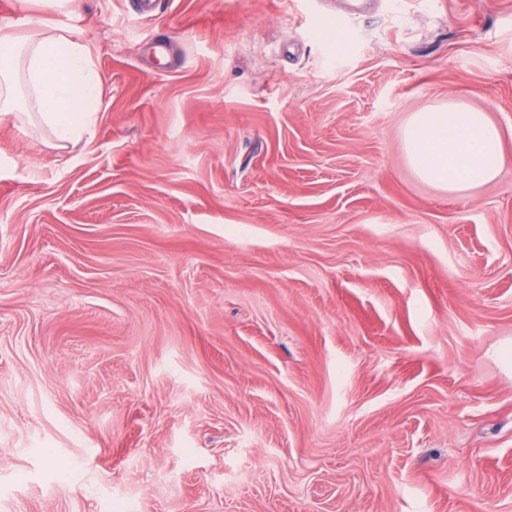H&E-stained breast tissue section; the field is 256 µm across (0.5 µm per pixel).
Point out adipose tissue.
Returning a JSON list of instances; mask_svg holds the SVG:
<instances>
[{
    "label": "adipose tissue",
    "instance_id": "obj_1",
    "mask_svg": "<svg viewBox=\"0 0 512 512\" xmlns=\"http://www.w3.org/2000/svg\"><path fill=\"white\" fill-rule=\"evenodd\" d=\"M20 81L61 146L81 140L102 106L104 76L88 46L48 21L27 37L0 33V123L17 117ZM404 149L420 178L452 192L494 180L507 162L500 132L486 114L455 103L415 113Z\"/></svg>",
    "mask_w": 512,
    "mask_h": 512
}]
</instances>
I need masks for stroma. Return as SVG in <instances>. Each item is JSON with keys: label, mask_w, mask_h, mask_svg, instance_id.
<instances>
[{"label": "stroma", "mask_w": 512, "mask_h": 512, "mask_svg": "<svg viewBox=\"0 0 512 512\" xmlns=\"http://www.w3.org/2000/svg\"><path fill=\"white\" fill-rule=\"evenodd\" d=\"M41 18L105 85L0 123V512H512V0ZM451 102L509 158L459 194L403 146Z\"/></svg>", "instance_id": "stroma-1"}]
</instances>
